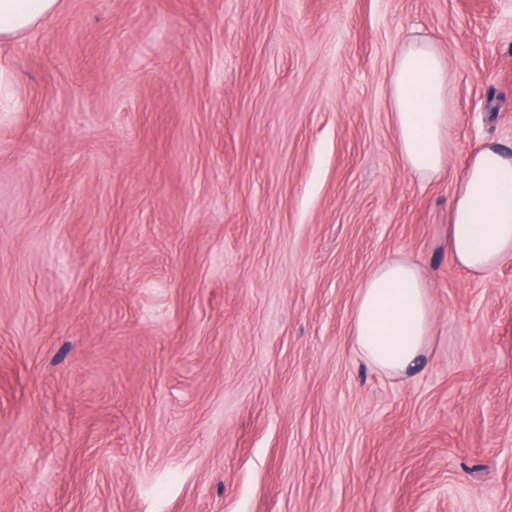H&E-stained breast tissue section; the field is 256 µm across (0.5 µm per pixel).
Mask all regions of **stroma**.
I'll return each mask as SVG.
<instances>
[{"label": "stroma", "mask_w": 512, "mask_h": 512, "mask_svg": "<svg viewBox=\"0 0 512 512\" xmlns=\"http://www.w3.org/2000/svg\"><path fill=\"white\" fill-rule=\"evenodd\" d=\"M448 59V168L389 85ZM0 512H512V258L444 234L512 153V0H60L0 43ZM426 271L434 338L382 373L356 288ZM390 98L400 153L422 179L448 167V60L435 42L413 39L398 54Z\"/></svg>", "instance_id": "stroma-1"}]
</instances>
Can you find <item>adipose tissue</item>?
Returning <instances> with one entry per match:
<instances>
[{"label": "adipose tissue", "instance_id": "obj_1", "mask_svg": "<svg viewBox=\"0 0 512 512\" xmlns=\"http://www.w3.org/2000/svg\"><path fill=\"white\" fill-rule=\"evenodd\" d=\"M58 0H0V42L37 27ZM390 98L400 153L416 176L448 166V60L435 42L414 39L398 54ZM448 254L479 276L512 257V154L487 144L473 151L448 213ZM351 332L359 353L379 370L398 374L430 348L433 299L417 263H380L357 288Z\"/></svg>", "mask_w": 512, "mask_h": 512}]
</instances>
